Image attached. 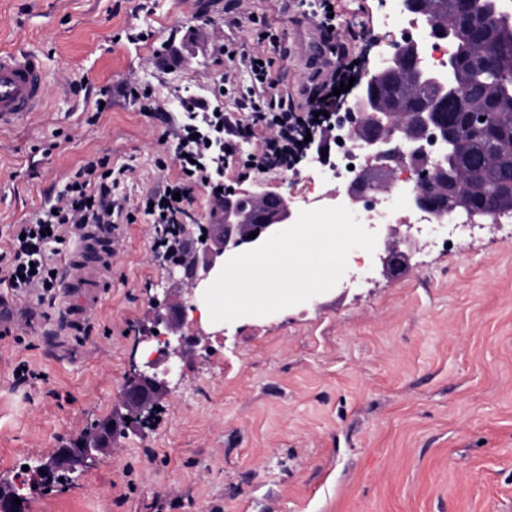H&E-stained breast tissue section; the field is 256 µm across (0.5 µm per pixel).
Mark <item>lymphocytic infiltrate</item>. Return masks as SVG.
Returning <instances> with one entry per match:
<instances>
[{
    "mask_svg": "<svg viewBox=\"0 0 512 512\" xmlns=\"http://www.w3.org/2000/svg\"><path fill=\"white\" fill-rule=\"evenodd\" d=\"M233 59L248 78L244 107L250 120L245 123L235 114L215 113L206 102L195 99L185 104L188 121L176 134L181 174L149 198L157 231L154 248L161 256L179 253L186 234L182 218L194 201L196 186L209 185V168H223L241 140H257L261 167L287 171L307 155L311 139L328 141L335 136L333 90L348 82L350 68L317 69L301 88L303 101L298 104L288 92L271 93L272 60L264 52H237ZM117 183L106 160L81 166L52 206L42 208L31 223L14 225L9 258L0 266V284L15 296L40 302L55 296L61 281L53 261L57 242L77 241L88 224L133 222V215L112 198Z\"/></svg>",
    "mask_w": 512,
    "mask_h": 512,
    "instance_id": "f902f5d3",
    "label": "lymphocytic infiltrate"
}]
</instances>
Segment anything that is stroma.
I'll use <instances>...</instances> for the list:
<instances>
[{
    "instance_id": "1",
    "label": "stroma",
    "mask_w": 512,
    "mask_h": 512,
    "mask_svg": "<svg viewBox=\"0 0 512 512\" xmlns=\"http://www.w3.org/2000/svg\"><path fill=\"white\" fill-rule=\"evenodd\" d=\"M0 0V48L37 53L43 107L0 127V264L13 225L54 203L91 159L125 168L114 195L124 225L112 275L77 335L59 304L18 300L0 284V489L25 512H512V215L474 226L457 249L417 248L405 271L374 263L366 281L265 316L207 322L212 351L170 377L157 417L117 434L112 458L45 485L34 468L109 416L132 361L155 345L148 299L169 286L143 203L175 180L178 103L239 109L246 81L223 82L225 47H257L251 17L277 34L274 89L298 94L320 46L312 18L286 0ZM351 52L383 37L380 0H339ZM136 85L141 99L130 98ZM241 144L224 184L302 199L296 172L245 169ZM28 362L36 375L16 382Z\"/></svg>"
}]
</instances>
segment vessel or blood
<instances>
[{
    "label": "vessel or blood",
    "mask_w": 512,
    "mask_h": 512,
    "mask_svg": "<svg viewBox=\"0 0 512 512\" xmlns=\"http://www.w3.org/2000/svg\"><path fill=\"white\" fill-rule=\"evenodd\" d=\"M46 99V72L33 54L0 51V127L21 122ZM118 229L112 224L86 225L77 249L69 258L80 267V278L65 281L71 302L65 308L64 331L81 327L92 303L97 302L108 281L113 243Z\"/></svg>",
    "instance_id": "obj_1"
}]
</instances>
